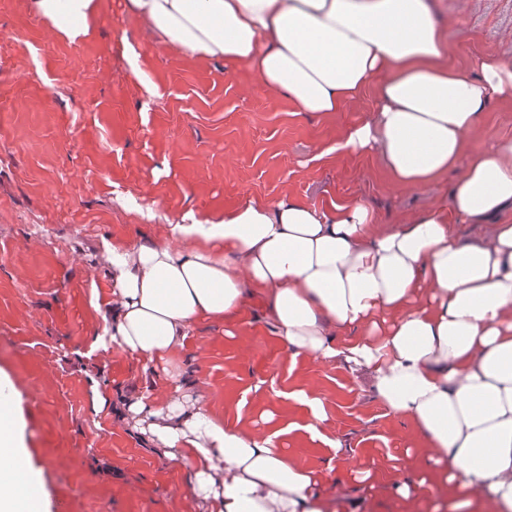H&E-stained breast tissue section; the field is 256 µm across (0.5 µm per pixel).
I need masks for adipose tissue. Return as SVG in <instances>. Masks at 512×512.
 <instances>
[{
  "label": "adipose tissue",
  "instance_id": "obj_1",
  "mask_svg": "<svg viewBox=\"0 0 512 512\" xmlns=\"http://www.w3.org/2000/svg\"><path fill=\"white\" fill-rule=\"evenodd\" d=\"M29 6L72 44L91 35L101 9L99 0ZM127 10L184 56L245 64L303 112H339L374 91L371 116L334 152L379 154L404 187L458 178L449 209L381 230L360 202L316 208L282 196L204 219L187 212L159 243H104L112 289L101 346L166 365L198 322L233 319L260 298L293 355L365 373L411 422L425 448L398 462L408 477L396 492L408 504L425 497L478 512L487 498L512 512V223L472 239L451 228L512 211V140L479 151L466 140L490 103L512 104V60L479 58L471 74L447 65L428 0H127ZM91 399L169 460L191 461L201 512H323L320 473L286 456L280 431L224 425L183 373L170 374L162 399L96 384ZM17 404L0 381V512H44Z\"/></svg>",
  "mask_w": 512,
  "mask_h": 512
}]
</instances>
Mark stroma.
<instances>
[{"label":"stroma","instance_id":"35a3bbf8","mask_svg":"<svg viewBox=\"0 0 512 512\" xmlns=\"http://www.w3.org/2000/svg\"><path fill=\"white\" fill-rule=\"evenodd\" d=\"M433 2L451 65L512 59V0ZM124 6L102 0L92 34L70 44L28 0H0V376L19 394L47 512H198L190 463L91 406V381L141 383L139 362L95 346L111 288L102 241H162L187 211L284 195L317 208L358 200L383 227L449 203L451 178L403 188L378 155L333 152L371 115L373 94L339 112L299 111L246 66L162 46ZM502 139H512V105L494 103L468 143L478 151ZM147 207L157 220L143 219ZM262 312L251 300L230 337L221 323L196 326L180 365L203 410L255 434L282 430L288 457L322 473L325 492L337 471H370V512H407L393 484L396 459L416 445L409 420L377 399L366 375L292 356ZM297 392L322 402V438L307 431ZM268 410L277 414L269 423Z\"/></svg>","mask_w":512,"mask_h":512}]
</instances>
